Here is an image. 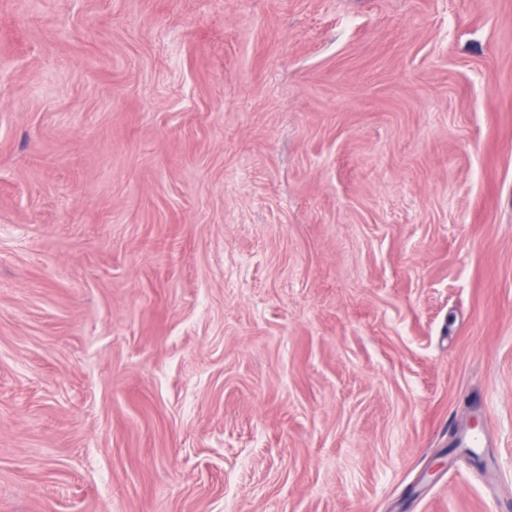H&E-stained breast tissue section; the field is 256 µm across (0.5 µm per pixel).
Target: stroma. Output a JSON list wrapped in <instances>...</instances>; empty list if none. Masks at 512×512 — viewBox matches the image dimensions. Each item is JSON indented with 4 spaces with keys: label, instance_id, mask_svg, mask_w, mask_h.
<instances>
[{
    "label": "stroma",
    "instance_id": "1",
    "mask_svg": "<svg viewBox=\"0 0 512 512\" xmlns=\"http://www.w3.org/2000/svg\"><path fill=\"white\" fill-rule=\"evenodd\" d=\"M507 506L512 0H0V512Z\"/></svg>",
    "mask_w": 512,
    "mask_h": 512
}]
</instances>
